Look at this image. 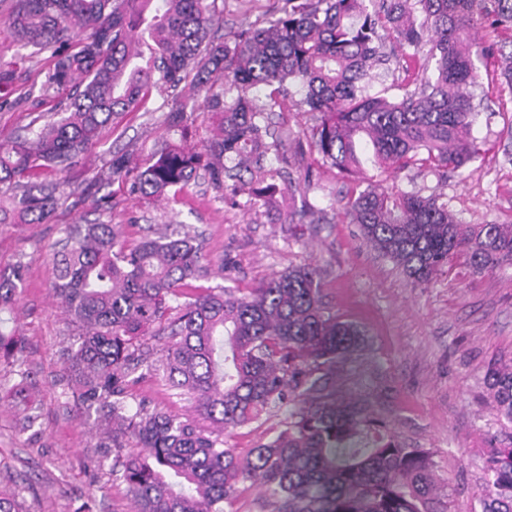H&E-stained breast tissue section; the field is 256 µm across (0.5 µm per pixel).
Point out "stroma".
<instances>
[{"label":"stroma","instance_id":"35a3bbf8","mask_svg":"<svg viewBox=\"0 0 512 512\" xmlns=\"http://www.w3.org/2000/svg\"><path fill=\"white\" fill-rule=\"evenodd\" d=\"M215 5L224 34L260 24L282 0ZM51 65L49 53L35 55L16 81L0 108V143L53 108L49 100L33 111L28 99ZM496 68L491 60L478 65L473 135L479 157L444 181L417 169L395 180L404 190L444 192L466 224H512V90L500 85ZM170 106L165 92H153L139 111L108 125L80 163L48 172L60 185L49 222L15 217L0 224V270L19 261L26 266L8 327L23 340L32 381L18 390L9 375L0 376V482L19 488L20 512H70L87 496L97 512H136L112 458L97 446L95 416L75 412L65 354L74 331L53 291L64 225L100 221L120 225L128 246L171 224L202 233V261L211 268L207 288L244 292L289 268L318 266L324 303L363 333L359 350L326 372L328 389L359 403L383 434L431 452L450 512H484L483 461L490 449L512 443V421L492 403L486 380L491 364L512 361V268L476 275L460 253L428 285H414L358 225L339 216L341 200L356 183L310 150L289 152V179L274 180L260 207L244 195L222 198L199 182L175 196L130 194L127 184L108 180L107 163L116 151L143 158L159 148L169 137L163 120ZM128 400L211 426L192 403L173 397L159 376L140 380ZM30 405L41 412L35 436L22 428ZM286 416L282 410L265 422L225 431L224 439L247 451L276 436Z\"/></svg>","mask_w":512,"mask_h":512}]
</instances>
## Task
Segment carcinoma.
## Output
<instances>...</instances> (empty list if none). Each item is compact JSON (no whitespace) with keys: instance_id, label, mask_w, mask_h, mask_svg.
<instances>
[{"instance_id":"1","label":"carcinoma","mask_w":512,"mask_h":512,"mask_svg":"<svg viewBox=\"0 0 512 512\" xmlns=\"http://www.w3.org/2000/svg\"><path fill=\"white\" fill-rule=\"evenodd\" d=\"M7 23L20 47L54 58L40 96L68 94L52 121L0 144V183L22 188L0 200V224L15 211L47 222L57 185L23 179L71 167L116 116L188 81L216 123L207 152L182 143L155 150L132 193L177 194L202 173L217 192L238 179L236 191L258 204L261 184L284 174L267 165L269 156L288 164L272 112L298 95L314 120L309 149L341 174L366 164L377 171L347 197L343 215L413 283L428 284L457 251L477 275L512 268V224H463L442 195L388 190L378 180L390 169L444 174L480 155L472 136L475 59L505 60L500 76L512 91V52L496 43L476 49L467 34L477 25L512 32V0H286L280 16L222 41L212 37L218 18L210 0H15ZM391 40L410 53L395 56ZM380 67L392 83L371 94L366 79ZM17 78L16 64H0V91ZM196 111L174 99L167 130L183 136ZM132 164V155L113 154L112 180ZM64 233L71 245L56 259L55 293L77 331L68 370L81 408L106 426L99 447L124 448L131 439L143 449L119 460L140 512H224L246 482L263 488L259 512H449L429 452L373 431L357 403L321 392L314 374L355 352L362 332L325 306L317 268H291L244 295L201 292L193 282L210 271L195 235L126 247L114 224H67ZM23 278L21 263L0 274V313ZM185 291L177 317L162 324ZM157 325L168 331L159 358L150 343ZM0 352L14 386L26 385L22 348L1 326ZM152 373L191 396L217 431L144 404L131 409L129 389ZM487 381L512 421V367L494 366ZM285 406L286 428L273 440L244 455L224 445V431ZM484 470L495 490L486 512H512V446L492 449ZM17 496L0 483V512H17Z\"/></svg>"}]
</instances>
